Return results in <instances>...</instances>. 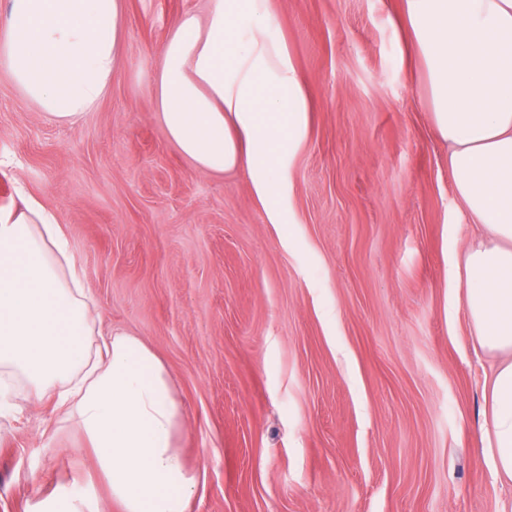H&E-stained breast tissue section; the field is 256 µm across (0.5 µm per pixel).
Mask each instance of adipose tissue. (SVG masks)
Listing matches in <instances>:
<instances>
[{
  "instance_id": "ef3b65f1",
  "label": "adipose tissue",
  "mask_w": 512,
  "mask_h": 512,
  "mask_svg": "<svg viewBox=\"0 0 512 512\" xmlns=\"http://www.w3.org/2000/svg\"><path fill=\"white\" fill-rule=\"evenodd\" d=\"M125 4L7 0L0 67L22 101L61 125L92 111L120 68ZM404 5L455 189L488 232L453 276L465 283L478 345L499 358L483 442L495 477L512 482V0ZM151 93L166 137L195 171H241L265 222L290 223L289 177L313 103L271 0L183 13ZM17 196L0 206V417L50 401L58 425L82 431L120 512H187L195 476L177 446L185 416L165 365L129 332L93 344L97 303L62 225L25 188Z\"/></svg>"
}]
</instances>
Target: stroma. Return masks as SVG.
I'll use <instances>...</instances> for the list:
<instances>
[{
  "instance_id": "35a3bbf8",
  "label": "stroma",
  "mask_w": 512,
  "mask_h": 512,
  "mask_svg": "<svg viewBox=\"0 0 512 512\" xmlns=\"http://www.w3.org/2000/svg\"><path fill=\"white\" fill-rule=\"evenodd\" d=\"M126 4L120 72L77 124L0 71V206L21 184L53 210L101 328L165 363L188 512H512L481 443L496 360L449 281L483 229L454 192L402 0H271L315 104L283 225L242 175L194 171L155 112L157 51L210 0ZM70 481L119 512L50 403L0 419V512Z\"/></svg>"
}]
</instances>
